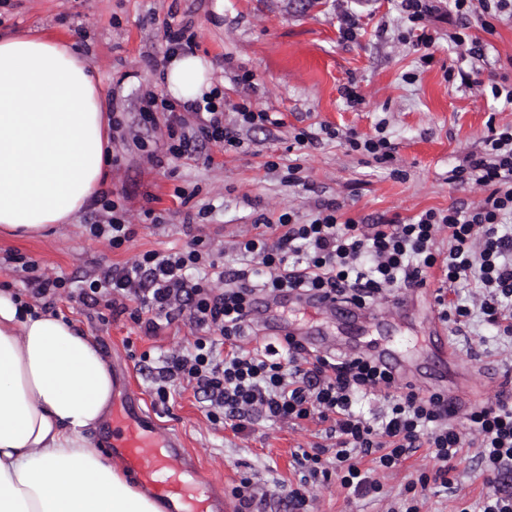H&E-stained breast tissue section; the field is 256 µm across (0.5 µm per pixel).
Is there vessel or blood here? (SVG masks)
I'll return each mask as SVG.
<instances>
[{
    "label": "vessel or blood",
    "mask_w": 512,
    "mask_h": 512,
    "mask_svg": "<svg viewBox=\"0 0 512 512\" xmlns=\"http://www.w3.org/2000/svg\"><path fill=\"white\" fill-rule=\"evenodd\" d=\"M307 304L328 308L344 318L361 316L355 304L321 294ZM367 354L388 370L412 376L400 352L392 347L368 349ZM112 454L132 472L139 485L164 504L166 512H232L226 495L210 490L209 480L173 438H160L151 414L131 398L112 402Z\"/></svg>",
    "instance_id": "vessel-or-blood-1"
}]
</instances>
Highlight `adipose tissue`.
Masks as SVG:
<instances>
[{
  "label": "adipose tissue",
  "mask_w": 512,
  "mask_h": 512,
  "mask_svg": "<svg viewBox=\"0 0 512 512\" xmlns=\"http://www.w3.org/2000/svg\"><path fill=\"white\" fill-rule=\"evenodd\" d=\"M211 65L170 59L163 82L184 103L211 93ZM109 109L88 62L63 38H0V229L41 236L103 181ZM112 404V368L63 318L0 289V512H162L89 443Z\"/></svg>",
  "instance_id": "adipose-tissue-1"
}]
</instances>
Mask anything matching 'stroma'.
<instances>
[{"instance_id":"stroma-1","label":"stroma","mask_w":512,"mask_h":512,"mask_svg":"<svg viewBox=\"0 0 512 512\" xmlns=\"http://www.w3.org/2000/svg\"><path fill=\"white\" fill-rule=\"evenodd\" d=\"M439 7L426 27L434 43L433 58L425 64L395 0H0L1 38L22 32L64 35L89 62L102 91L115 92L126 120H134L144 91L166 92L160 80L166 66L163 32L173 22L194 33L195 54L210 62L224 97L225 123L238 125L235 108L245 101L253 110L279 113L284 121L279 128L238 126L244 148L213 152L208 163L185 157L154 168L137 151L122 153L118 162L108 163L102 189L125 196L132 240L118 249L106 247L91 235L84 211L41 238L0 231V287L28 296L25 274L10 260L14 254L57 272L76 288L140 253L180 249L200 230L225 269L239 268L234 243L245 225L289 211L307 219L319 200L336 201L345 216L371 224L409 222L428 210L479 202L488 188L449 183L448 172L482 149L488 122L512 125V105L492 94L496 87L512 88V14L493 19L494 33L472 29L486 60L479 86L468 87L459 73L471 64L448 38L458 30L459 17L452 0H441ZM347 13L359 26L352 41L341 33ZM301 131L314 137L313 145L295 144ZM350 134L386 138L394 161L380 164L351 150ZM270 160L277 161V169H267ZM291 166L297 167L300 184L287 183ZM179 189L189 194L188 203L176 197ZM149 209L162 216V223L145 218ZM409 297L406 313L384 302L370 307V321L357 325L293 302L274 303L244 346H261L267 321L274 318L284 325L319 327L328 336H354L363 345L401 346L421 371L436 326L424 294L415 290ZM48 310L93 339L160 433L178 434L201 470L222 481L224 492L245 476L268 492L262 512H283V494L300 479L296 449L330 445L323 425L312 420L258 418L244 433H235L210 422L203 395L184 384L172 387L168 404L157 402L152 377L137 357L185 346L192 339L187 318L146 336L128 315L103 316L101 307L84 306L66 294ZM448 342L457 359L471 366L478 401L512 391V341L495 336L482 318L472 320L467 337L452 336ZM467 442L454 472L457 491L428 486L418 498L420 512H479L489 487L475 460L480 438L471 433ZM431 467L423 448L391 471L363 459L361 468L380 484L379 493L361 497L332 480L316 489L311 508L388 512L405 484Z\"/></svg>"}]
</instances>
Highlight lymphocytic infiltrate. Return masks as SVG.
I'll use <instances>...</instances> for the list:
<instances>
[{"mask_svg":"<svg viewBox=\"0 0 512 512\" xmlns=\"http://www.w3.org/2000/svg\"><path fill=\"white\" fill-rule=\"evenodd\" d=\"M454 4L461 30L450 39L476 55L480 48L470 28L492 32L493 11L511 7L512 0ZM138 125L148 130V137L126 136L123 113L112 114L118 144L134 146L155 168L192 156L205 144L243 146L209 95L177 105L145 91ZM448 180L481 185L489 193L479 205L430 210L408 224L346 219L338 203L323 202L307 221L288 212L243 236L237 243L244 260L240 268L221 270L207 242L196 236L185 248L146 251L123 267L102 270L78 289L77 298L128 313L147 336L156 335L163 323L187 316L196 331L192 342L156 358L147 353L139 357L144 368L157 372L153 391L160 403L168 402L171 385L187 382L204 394L208 417L229 423L236 432L244 431L256 413L274 421L327 424L336 440V465H326L322 449L294 451L304 482L288 492L290 512H306L307 482L334 477L354 493L375 492L379 485L362 472L360 459L373 457L377 467L392 470L423 448L435 467L407 483L402 510L419 512L421 488L432 482L447 490L454 485L452 474L466 445L455 426L459 420L481 437L476 460L492 488L481 512H512V491L497 485L512 469L511 397L501 393L491 404L465 410L449 403L447 394L423 392L364 355L319 352L290 338L268 341L256 351L242 346L253 333L249 309L258 297L328 291L366 307L425 283L434 268L440 272L434 303L451 334L469 325L471 311L448 294L474 280L482 290L481 313L497 335L512 339V310L501 307L502 300L512 301V126L488 125L483 149L467 155ZM95 203L91 233L115 248L130 241L134 232L123 201L104 192ZM443 233L448 236L444 250L439 247ZM374 393L381 395L384 410L371 421L356 405Z\"/></svg>","mask_w":512,"mask_h":512,"instance_id":"lymphocytic-infiltrate-1","label":"lymphocytic infiltrate"}]
</instances>
